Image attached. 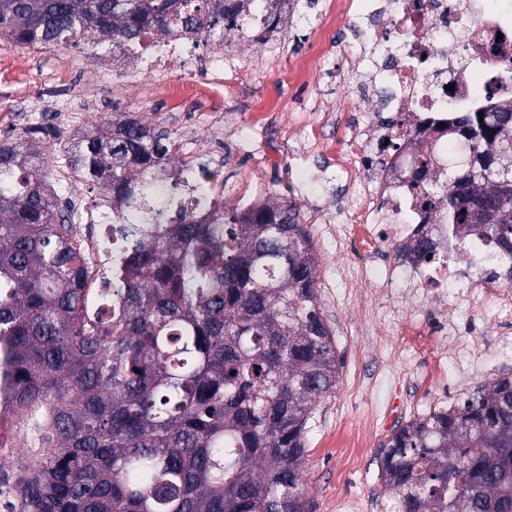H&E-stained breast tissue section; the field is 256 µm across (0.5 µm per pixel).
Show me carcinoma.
I'll return each instance as SVG.
<instances>
[{
  "instance_id": "cac0c4a2",
  "label": "carcinoma",
  "mask_w": 512,
  "mask_h": 512,
  "mask_svg": "<svg viewBox=\"0 0 512 512\" xmlns=\"http://www.w3.org/2000/svg\"><path fill=\"white\" fill-rule=\"evenodd\" d=\"M252 0H0V39L145 52L147 37L240 38ZM265 40L284 19L264 0ZM448 178H402L441 199L448 231L496 248L512 282V110L470 113ZM0 142V417L31 418L43 449L20 512H308L301 465L317 402L339 379L297 208L269 193L228 208L180 180L166 134L123 114L63 146L61 167L109 190L112 255L90 288L72 199L44 139ZM177 216L171 218L167 213ZM413 263L421 237L392 245ZM390 512H512V379L412 419L378 452Z\"/></svg>"
}]
</instances>
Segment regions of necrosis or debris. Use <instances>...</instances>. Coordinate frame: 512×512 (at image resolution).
I'll return each mask as SVG.
<instances>
[{"label":"necrosis or debris","mask_w":512,"mask_h":512,"mask_svg":"<svg viewBox=\"0 0 512 512\" xmlns=\"http://www.w3.org/2000/svg\"><path fill=\"white\" fill-rule=\"evenodd\" d=\"M355 21L364 36L349 82L356 100L367 101L369 110L347 143L332 145L341 155L350 197L336 240L357 236L370 254L389 241L424 235L438 240L446 261L424 267L396 261L367 280L366 296L369 317L404 325L391 356L404 364L421 359L418 387L442 392L449 368L460 373L484 368L486 347L477 340L484 319L512 327V286L493 281L499 262L492 246L453 249L438 208L417 203L399 173L410 167L418 146L428 155L426 180H437L453 148L448 124L462 112L512 105V76L494 67L501 55L512 56V11L490 12L478 0H367ZM368 72L388 86L389 97L378 99L365 88L361 77ZM479 258L488 278L474 282L469 268ZM399 276L406 278L413 298L405 315L391 288ZM458 288L460 302L449 304ZM451 336L460 343L447 357L441 346Z\"/></svg>","instance_id":"4bbe7bcc"}]
</instances>
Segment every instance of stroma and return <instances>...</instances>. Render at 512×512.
Segmentation results:
<instances>
[{
	"label": "stroma",
	"mask_w": 512,
	"mask_h": 512,
	"mask_svg": "<svg viewBox=\"0 0 512 512\" xmlns=\"http://www.w3.org/2000/svg\"><path fill=\"white\" fill-rule=\"evenodd\" d=\"M340 8V0H297L279 41L239 47L235 71L225 72L223 88L213 94L221 112L239 120L236 133L221 143L214 140L208 111H200L186 127L156 97L157 90L179 79L181 60L132 79L113 72L111 62L88 60L75 48L39 50L0 40V140L25 136L36 124L56 127L58 139L45 143L44 167L57 175L64 139L112 115L110 103L117 100L125 112L167 130L171 139L188 133L205 145L204 165L224 167V179L214 190L227 206L242 194L261 199L274 190L294 191L312 234L317 292L339 368L335 394L319 404L310 424L302 465L305 497L312 512H332L337 497L345 495L359 497L365 512H385L377 452L412 416V388L388 367L387 349L379 342L380 333L395 337L399 329L365 314L364 292L354 282L365 262L358 249L338 253L333 239L316 233L321 216L347 198L335 160L318 153L312 142L316 136H337L336 118L350 108L342 58L359 31L340 24L326 32L320 26ZM306 32L324 40L325 49L313 58L307 82L298 86L290 83L288 70L294 60L308 55L302 38ZM256 108L265 111L260 126L251 123ZM367 416L375 418L377 428L366 448L354 454L340 447L342 437ZM7 431L9 456L0 461V512H6L9 493L32 474L37 460L26 426L12 424Z\"/></svg>",
	"instance_id": "stroma-1"
}]
</instances>
